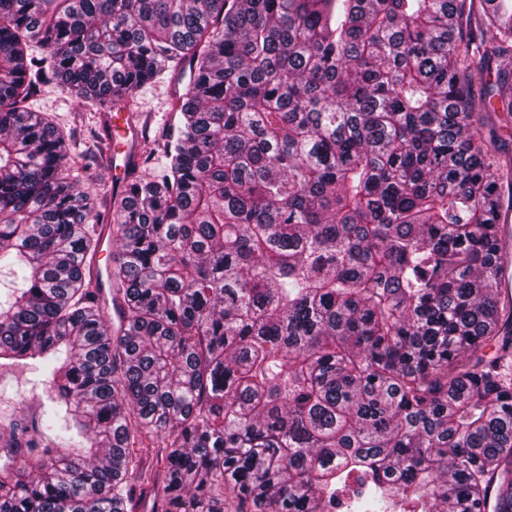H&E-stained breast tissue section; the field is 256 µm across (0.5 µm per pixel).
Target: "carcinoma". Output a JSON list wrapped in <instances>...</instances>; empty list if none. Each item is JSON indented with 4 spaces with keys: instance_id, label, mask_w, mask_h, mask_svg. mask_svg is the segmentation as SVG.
<instances>
[{
    "instance_id": "1",
    "label": "carcinoma",
    "mask_w": 512,
    "mask_h": 512,
    "mask_svg": "<svg viewBox=\"0 0 512 512\" xmlns=\"http://www.w3.org/2000/svg\"><path fill=\"white\" fill-rule=\"evenodd\" d=\"M165 72L134 166L166 173L79 190L31 102L140 129ZM496 96L512 0H0V362L46 397L0 404V512H512ZM107 223L116 325L80 264ZM182 88L183 84L166 73L138 96L140 109L150 118L151 136L158 128L174 123V112H170L171 102Z\"/></svg>"
}]
</instances>
